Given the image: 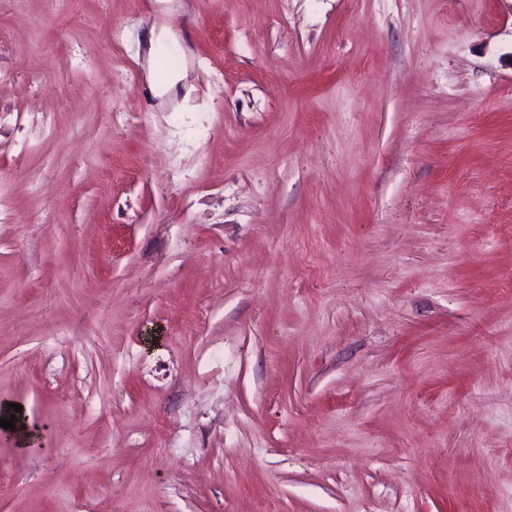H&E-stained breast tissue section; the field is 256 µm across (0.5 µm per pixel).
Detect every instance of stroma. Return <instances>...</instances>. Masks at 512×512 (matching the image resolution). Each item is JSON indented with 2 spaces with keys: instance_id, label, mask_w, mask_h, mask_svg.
I'll use <instances>...</instances> for the list:
<instances>
[{
  "instance_id": "35a3bbf8",
  "label": "stroma",
  "mask_w": 512,
  "mask_h": 512,
  "mask_svg": "<svg viewBox=\"0 0 512 512\" xmlns=\"http://www.w3.org/2000/svg\"><path fill=\"white\" fill-rule=\"evenodd\" d=\"M2 403L0 512H512V0H0Z\"/></svg>"
}]
</instances>
